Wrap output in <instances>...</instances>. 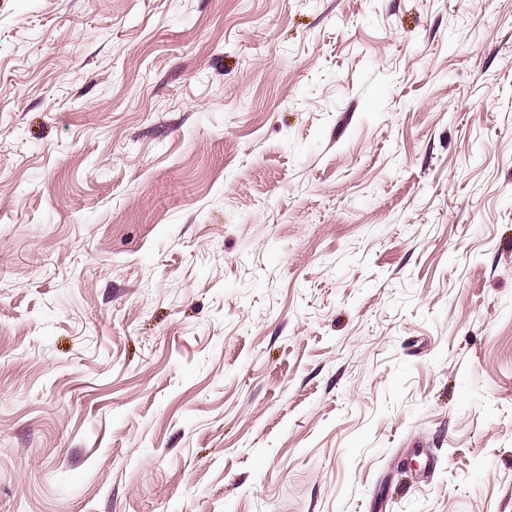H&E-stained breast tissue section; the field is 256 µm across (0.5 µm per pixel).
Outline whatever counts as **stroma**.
Masks as SVG:
<instances>
[{"instance_id": "35a3bbf8", "label": "stroma", "mask_w": 512, "mask_h": 512, "mask_svg": "<svg viewBox=\"0 0 512 512\" xmlns=\"http://www.w3.org/2000/svg\"><path fill=\"white\" fill-rule=\"evenodd\" d=\"M0 512H512V0H0Z\"/></svg>"}]
</instances>
